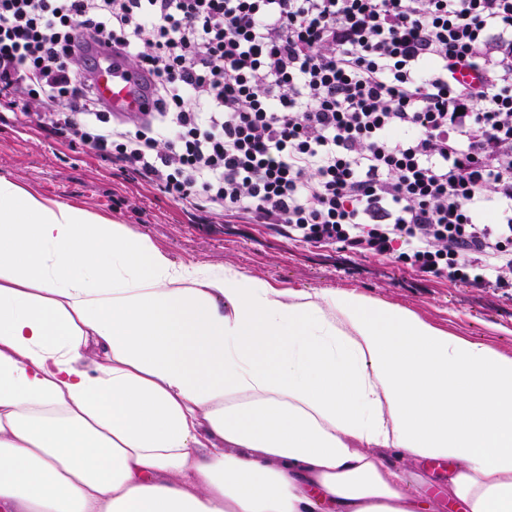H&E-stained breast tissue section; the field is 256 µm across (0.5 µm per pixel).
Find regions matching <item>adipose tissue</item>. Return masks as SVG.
Here are the masks:
<instances>
[{
    "mask_svg": "<svg viewBox=\"0 0 512 512\" xmlns=\"http://www.w3.org/2000/svg\"><path fill=\"white\" fill-rule=\"evenodd\" d=\"M388 449L512 512V356L0 177V512H434Z\"/></svg>",
    "mask_w": 512,
    "mask_h": 512,
    "instance_id": "obj_1",
    "label": "adipose tissue"
}]
</instances>
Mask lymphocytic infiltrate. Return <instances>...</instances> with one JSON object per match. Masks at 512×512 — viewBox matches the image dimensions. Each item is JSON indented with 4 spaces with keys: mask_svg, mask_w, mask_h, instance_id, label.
Returning <instances> with one entry per match:
<instances>
[{
    "mask_svg": "<svg viewBox=\"0 0 512 512\" xmlns=\"http://www.w3.org/2000/svg\"><path fill=\"white\" fill-rule=\"evenodd\" d=\"M85 32L156 111L105 109ZM2 109L184 208L512 288V0H0Z\"/></svg>",
    "mask_w": 512,
    "mask_h": 512,
    "instance_id": "lymphocytic-infiltrate-1",
    "label": "lymphocytic infiltrate"
}]
</instances>
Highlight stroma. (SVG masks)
<instances>
[{
    "mask_svg": "<svg viewBox=\"0 0 512 512\" xmlns=\"http://www.w3.org/2000/svg\"><path fill=\"white\" fill-rule=\"evenodd\" d=\"M0 176L29 193L127 225L176 262L232 265L283 289H354L512 354V296L503 290L424 282L392 258L302 246L261 224L196 223L158 188L121 174L111 160L65 137L46 135L19 113L0 119Z\"/></svg>",
    "mask_w": 512,
    "mask_h": 512,
    "instance_id": "stroma-1",
    "label": "stroma"
}]
</instances>
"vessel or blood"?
Listing matches in <instances>:
<instances>
[{
	"label": "vessel or blood",
	"mask_w": 512,
	"mask_h": 512,
	"mask_svg": "<svg viewBox=\"0 0 512 512\" xmlns=\"http://www.w3.org/2000/svg\"><path fill=\"white\" fill-rule=\"evenodd\" d=\"M94 55L98 61L97 93L104 104L116 112L153 111V99L139 78L126 75V66L120 55L108 47L95 48Z\"/></svg>",
	"instance_id": "vessel-or-blood-1"
}]
</instances>
